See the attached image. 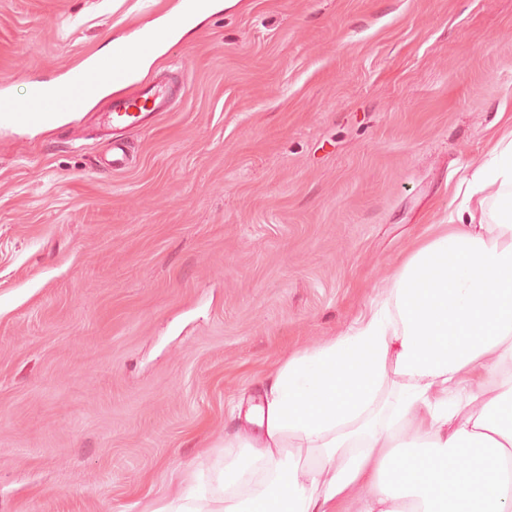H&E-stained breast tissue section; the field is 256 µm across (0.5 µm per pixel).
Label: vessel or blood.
Segmentation results:
<instances>
[{
	"instance_id": "1",
	"label": "vessel or blood",
	"mask_w": 512,
	"mask_h": 512,
	"mask_svg": "<svg viewBox=\"0 0 512 512\" xmlns=\"http://www.w3.org/2000/svg\"><path fill=\"white\" fill-rule=\"evenodd\" d=\"M174 34V28L166 26L114 43L110 59L86 60L71 67L57 83L35 88L29 103L24 105L0 88V126L22 129L85 111L105 86L133 80L140 60L170 41ZM179 93V86L168 81L144 82L132 94L112 97L96 113L99 128L114 134L111 155L106 161L108 167L115 171L127 168L123 133L150 127L162 113L171 111Z\"/></svg>"
}]
</instances>
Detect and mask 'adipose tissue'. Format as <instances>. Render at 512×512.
Masks as SVG:
<instances>
[{"label": "adipose tissue", "mask_w": 512, "mask_h": 512, "mask_svg": "<svg viewBox=\"0 0 512 512\" xmlns=\"http://www.w3.org/2000/svg\"><path fill=\"white\" fill-rule=\"evenodd\" d=\"M384 300L263 377L217 491L153 512H512V113Z\"/></svg>", "instance_id": "1"}]
</instances>
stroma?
<instances>
[{"instance_id":"1","label":"stroma","mask_w":512,"mask_h":512,"mask_svg":"<svg viewBox=\"0 0 512 512\" xmlns=\"http://www.w3.org/2000/svg\"><path fill=\"white\" fill-rule=\"evenodd\" d=\"M176 0H0L26 103ZM147 79L183 97L99 158L92 115L0 132V512H144L346 330L464 199L512 109V0H219Z\"/></svg>"}]
</instances>
